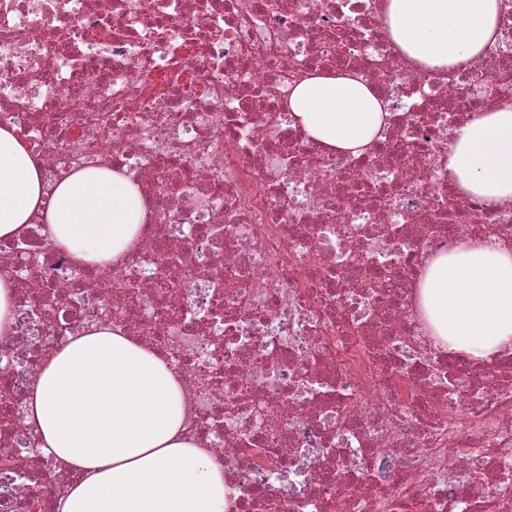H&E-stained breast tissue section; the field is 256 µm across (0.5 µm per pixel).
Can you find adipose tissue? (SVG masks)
Returning <instances> with one entry per match:
<instances>
[{
    "instance_id": "obj_1",
    "label": "adipose tissue",
    "mask_w": 512,
    "mask_h": 512,
    "mask_svg": "<svg viewBox=\"0 0 512 512\" xmlns=\"http://www.w3.org/2000/svg\"><path fill=\"white\" fill-rule=\"evenodd\" d=\"M500 0H385L386 30L416 63L440 70L481 57L499 38ZM292 118L321 145L360 155L386 113L355 74L309 77ZM448 181L498 207L512 204V99L454 129ZM148 204L131 176L102 167L47 189L13 127L0 125V240L42 216L79 264H119ZM437 345L474 359L512 352V248L476 239L432 259L418 284ZM41 450L76 473L56 512H225L231 489L208 449L185 431L180 379L153 349L109 324L81 328L43 359L24 411Z\"/></svg>"
}]
</instances>
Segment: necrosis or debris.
<instances>
[{
  "label": "necrosis or debris",
  "mask_w": 512,
  "mask_h": 512,
  "mask_svg": "<svg viewBox=\"0 0 512 512\" xmlns=\"http://www.w3.org/2000/svg\"><path fill=\"white\" fill-rule=\"evenodd\" d=\"M385 0H0V124L47 186L126 170L150 218L123 262L75 265L41 217L0 241V512H52L75 475L24 403L44 355L101 322L181 378L227 512H512V356L436 348L424 266L512 247V205L448 185L451 131L512 97L500 38L455 75L407 58ZM360 76L383 138L351 157L286 126L295 86ZM15 289L13 283L0 277V338L8 336L15 324Z\"/></svg>",
  "instance_id": "4bbe7bcc"
}]
</instances>
